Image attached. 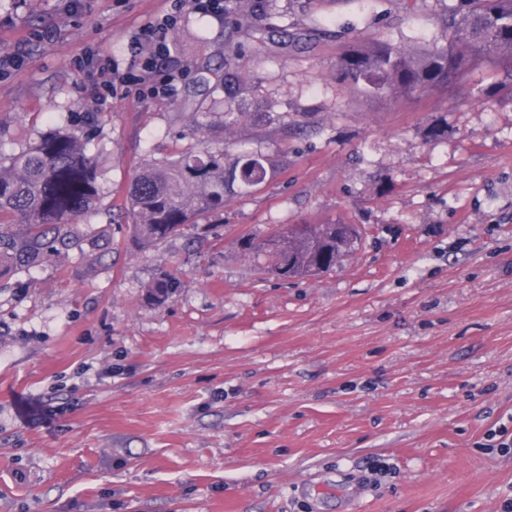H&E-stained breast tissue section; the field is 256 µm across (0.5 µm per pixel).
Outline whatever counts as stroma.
<instances>
[{
	"mask_svg": "<svg viewBox=\"0 0 512 512\" xmlns=\"http://www.w3.org/2000/svg\"><path fill=\"white\" fill-rule=\"evenodd\" d=\"M173 17L169 98L106 91L92 54L139 73L141 26ZM291 37L251 43L259 85L234 151L273 175L226 194L207 238L142 252L124 192L206 121L223 18L172 0H0V152L96 115L105 256L0 283V512H502L512 453V93L483 66L455 91L392 101L339 83L356 39L429 46L413 0H320ZM283 112L287 127L251 122ZM445 126L431 138L429 127ZM358 225L333 271L282 281L240 242ZM180 280L163 305L147 286Z\"/></svg>",
	"mask_w": 512,
	"mask_h": 512,
	"instance_id": "1",
	"label": "stroma"
}]
</instances>
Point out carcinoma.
<instances>
[{
    "instance_id": "cac0c4a2",
    "label": "carcinoma",
    "mask_w": 512,
    "mask_h": 512,
    "mask_svg": "<svg viewBox=\"0 0 512 512\" xmlns=\"http://www.w3.org/2000/svg\"><path fill=\"white\" fill-rule=\"evenodd\" d=\"M279 0H224V19L248 36L288 34L280 26L285 13ZM446 39L420 49L384 37H366L336 61V79L375 98L398 99L446 93L459 78L482 63L502 65L500 86L512 91V0H440ZM245 45L229 41L224 76V121L229 131L244 113L239 101L251 92L242 78ZM172 157L143 163L128 187L127 216L132 238L141 249L155 246L200 221L224 211V195L247 194L273 170L268 155L232 152L233 143L214 147L197 137ZM94 139L90 116L67 126H50L19 151L0 153V280L12 279L55 260L109 250V243L85 231L80 219L100 212L101 169L89 152ZM270 236L244 249L267 273L275 274L278 257L290 260L286 278H308L336 268L360 242L354 224H296L281 236L279 249ZM180 287L165 272L148 287V296L167 300Z\"/></svg>"
}]
</instances>
